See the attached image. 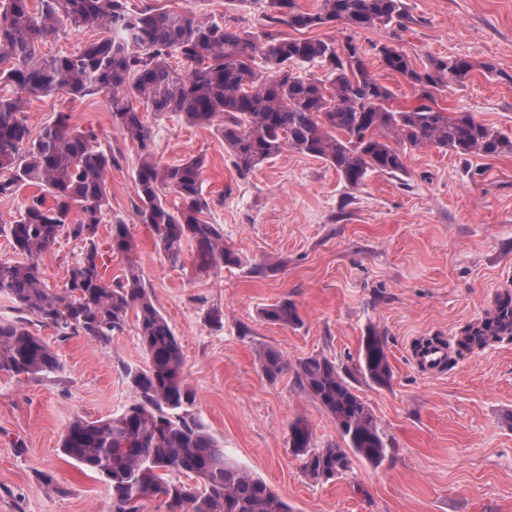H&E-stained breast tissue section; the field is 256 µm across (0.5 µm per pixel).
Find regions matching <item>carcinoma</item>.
I'll use <instances>...</instances> for the list:
<instances>
[{"label": "carcinoma", "mask_w": 512, "mask_h": 512, "mask_svg": "<svg viewBox=\"0 0 512 512\" xmlns=\"http://www.w3.org/2000/svg\"><path fill=\"white\" fill-rule=\"evenodd\" d=\"M266 28L224 26L193 10H164L130 0H0V197L36 186L7 224H0L23 260L0 262V294L19 312L0 321V372L48 375L63 370L57 351L29 327L51 326L61 342L86 336L100 344L123 334L135 318L138 340L148 355L145 368L125 373L133 400L117 416L90 421L76 415L61 440V451L101 476L112 494V512H141L146 501L167 512H293L261 478L224 454L193 411L196 395L186 382L182 345L144 285L138 244L130 225H112L110 250L125 259L123 275L102 273L99 225L109 207L107 170L121 166L123 154L102 148L91 127L71 124L67 112L34 138L23 113L33 96L64 93L72 99L108 96L112 127L136 149L138 223L151 227L155 244L170 263H183V246L195 245L193 265L207 275L239 266L238 253L224 244L217 224L200 218L208 204L202 191L205 160L189 157L163 164L154 152L142 108L158 116L177 115L191 125H207L224 140L239 176L284 149L320 158L352 188L372 172L406 171L405 149L433 145L459 157L512 154V137L469 112H449L435 93L463 85L473 72L491 71L466 57L430 56L415 64L391 44L373 47L384 68L418 91L411 109L389 106L392 91L372 73L353 38L338 46L322 38L290 37L278 26L302 32L340 22L349 28L403 24L401 0H320L304 10L297 0H265ZM102 30L107 36L61 55L39 45L69 27ZM177 59L185 69L171 64ZM318 65L325 79L305 70ZM178 204L170 206L166 194ZM82 242L80 259L67 271L62 289L49 286L43 257L61 236ZM265 320L296 326L302 322L286 299L262 310ZM512 335V295L496 301L485 320L464 329L462 346L483 348ZM266 379L288 370V360L271 347L258 351ZM359 372L386 385L392 368L384 338L372 327L361 338ZM302 388L335 419L343 444L314 446L310 425L289 424L288 444L314 481L342 475L350 455L381 465L388 444L368 405L326 357L298 363ZM184 474L189 480L173 479Z\"/></svg>", "instance_id": "carcinoma-1"}]
</instances>
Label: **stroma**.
Here are the masks:
<instances>
[{
    "mask_svg": "<svg viewBox=\"0 0 512 512\" xmlns=\"http://www.w3.org/2000/svg\"><path fill=\"white\" fill-rule=\"evenodd\" d=\"M151 2L242 29L266 23L262 0ZM402 3L405 25L352 34L339 24L316 35L340 44L355 38L396 109L416 105L418 93L384 72L374 46L397 45L419 63L430 56L482 63L465 86L438 92L437 103L512 134V0ZM61 110L124 154L106 174L110 206L98 233L106 276L125 266L108 251L110 226L120 220L130 224L146 286L181 341L195 410L232 461L294 512H512V336L472 351L458 346L463 330L512 292V155L464 159L429 145L409 148L405 174L372 173L353 189L324 161L288 149L241 177L211 129L146 114L159 160H206L203 218L220 225L242 260L208 276L190 260L171 265L137 223V156L113 129L106 96L32 100L31 132ZM82 251L69 237L56 241L43 258L51 287H63ZM284 299L297 305L300 325L263 320L262 309ZM214 311L221 323L211 321ZM370 326L386 341L392 377L385 386L359 372ZM31 328L58 350L63 370L0 373V512H112L107 484L64 456L61 438L74 415L109 418L131 402L124 368L147 364L136 329L102 345L84 336L58 341L54 328L36 322ZM431 336L448 348L447 365L435 373L415 360L418 343ZM263 346L289 362L277 380L261 373ZM311 355L349 374L372 409L389 447L382 465L355 457L327 483L304 474L288 445L289 424L307 420L320 444L340 438L334 418L300 385L296 363ZM46 473L53 486L43 485Z\"/></svg>",
    "mask_w": 512,
    "mask_h": 512,
    "instance_id": "1",
    "label": "stroma"
}]
</instances>
